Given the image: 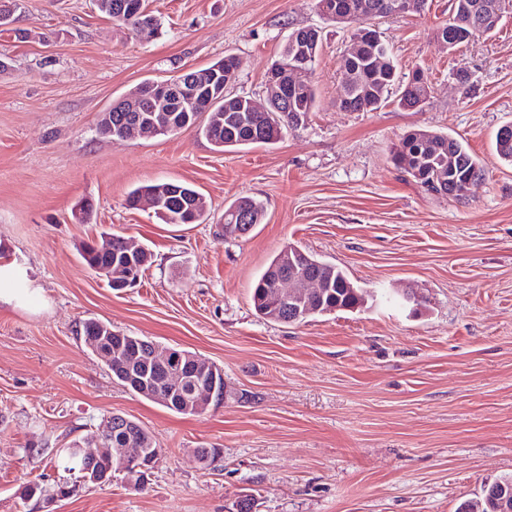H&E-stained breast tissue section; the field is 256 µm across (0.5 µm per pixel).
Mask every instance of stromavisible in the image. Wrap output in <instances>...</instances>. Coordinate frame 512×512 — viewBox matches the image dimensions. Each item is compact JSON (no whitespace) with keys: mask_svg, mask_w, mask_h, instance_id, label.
Returning a JSON list of instances; mask_svg holds the SVG:
<instances>
[{"mask_svg":"<svg viewBox=\"0 0 512 512\" xmlns=\"http://www.w3.org/2000/svg\"><path fill=\"white\" fill-rule=\"evenodd\" d=\"M316 0H148L149 39L93 0H9L0 25V512H458L512 474V12L456 50L436 31L451 0L374 21L399 80L428 76L416 110L336 104L352 26ZM317 26L316 106L272 145L217 151L189 129L104 138L101 112L147 80L233 54L229 94L262 99L289 35ZM462 139L485 169L465 202L425 191L392 154L407 131ZM192 185L205 223L165 224L127 204L154 182ZM250 196L265 216L224 235ZM89 201V223L72 217ZM114 233L152 263L112 289L82 259ZM342 269L362 307L286 325L253 306L255 281L288 246ZM415 302H405V294ZM87 319L214 362L224 401L186 416L122 386L80 333ZM120 414L161 454L143 487L123 474L24 501L65 479L58 449ZM218 448L212 465L198 448ZM234 211H242L244 212V235L248 234L256 224H261V221L264 217V210L261 203L251 197H240L234 200L224 211V217L225 215L232 214ZM239 213L235 212L233 214V219L228 220V216L225 217V220L227 219L231 223H235L236 218L238 217ZM231 223H225V225H231ZM224 235L227 236H239L234 235V230L227 231L224 229ZM244 235H241L239 237H242Z\"/></svg>","mask_w":512,"mask_h":512,"instance_id":"obj_1","label":"stroma"}]
</instances>
